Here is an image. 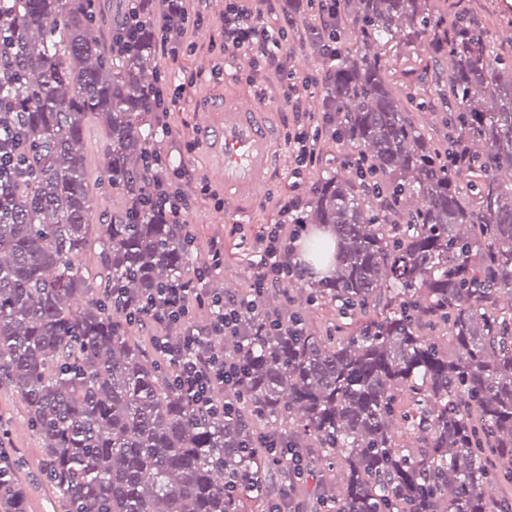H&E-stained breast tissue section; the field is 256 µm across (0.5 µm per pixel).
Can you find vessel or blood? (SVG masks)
Here are the masks:
<instances>
[{
  "label": "vessel or blood",
  "instance_id": "obj_1",
  "mask_svg": "<svg viewBox=\"0 0 512 512\" xmlns=\"http://www.w3.org/2000/svg\"><path fill=\"white\" fill-rule=\"evenodd\" d=\"M198 139L211 176L224 187L226 214L244 222L277 169L271 108L253 97L217 92L200 108Z\"/></svg>",
  "mask_w": 512,
  "mask_h": 512
}]
</instances>
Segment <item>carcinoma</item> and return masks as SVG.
<instances>
[{"label":"carcinoma","instance_id":"cac0c4a2","mask_svg":"<svg viewBox=\"0 0 512 512\" xmlns=\"http://www.w3.org/2000/svg\"><path fill=\"white\" fill-rule=\"evenodd\" d=\"M312 0H284L288 23ZM336 32L353 47L329 60L321 111L363 167L323 176L296 224L330 275L245 289L237 331L204 348L243 361L241 385L204 414L172 383L173 366L112 308L120 288L140 309L201 263L184 225L147 205L153 179L150 84L156 0H139L135 46L107 56L82 0H0V387L23 403L43 441V480L64 512H270L268 481L301 502L306 477L335 470L321 512H512V54L467 11L428 0H340ZM429 38L448 61V146L411 113L426 109L388 79L387 50ZM91 118L106 123L100 180L126 207L89 223L93 200L76 148ZM96 244L104 287L75 262ZM339 320L322 334L309 309ZM441 326L445 338L426 334ZM315 454L303 474L268 442ZM0 512H26L18 476L0 480Z\"/></svg>","mask_w":512,"mask_h":512}]
</instances>
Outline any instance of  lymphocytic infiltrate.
<instances>
[{"label":"lymphocytic infiltrate","instance_id":"obj_1","mask_svg":"<svg viewBox=\"0 0 512 512\" xmlns=\"http://www.w3.org/2000/svg\"><path fill=\"white\" fill-rule=\"evenodd\" d=\"M266 0H257L256 5L246 6L241 0H227L224 18L220 25V47L225 54L232 55L245 50L254 52L264 69L276 77H283V53L281 44L272 30L263 22L262 4ZM158 14L161 37L159 46L167 54L171 64H178L180 51L191 28L200 25L202 14L186 0H158ZM175 88L161 85L150 91L157 110L153 114L156 133L163 136H176L180 133L165 108L167 95L184 98L191 95L197 79L193 76L179 75ZM144 166L154 175L152 205L168 212L172 223L184 221L189 200L182 188L194 186L198 194L208 196L209 186L204 176L176 167L169 168L165 159L152 153H145ZM295 248L280 236L279 224L268 225L262 237V247L254 263V285L258 288L276 286L284 276L294 273L297 264L293 260ZM224 262V240L216 236L207 245V261L193 278L161 289L150 300L153 309L151 315L154 325H163L165 321H177L185 316L190 303L203 296L201 282L213 270L219 269ZM201 336L188 332L181 336L157 334L152 341L156 351L169 359L174 365L173 382L176 388L189 397L197 406L212 408V392L218 386L237 384L244 376L245 368L237 361L224 359L223 356L204 353L199 349Z\"/></svg>","mask_w":512,"mask_h":512}]
</instances>
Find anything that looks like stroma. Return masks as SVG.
I'll list each match as a JSON object with an SVG mask.
<instances>
[{"mask_svg": "<svg viewBox=\"0 0 512 512\" xmlns=\"http://www.w3.org/2000/svg\"><path fill=\"white\" fill-rule=\"evenodd\" d=\"M469 5L489 29L496 51L512 52V39L501 36L502 31L512 30V0H462ZM204 22L193 29L191 49L185 50L181 66L186 73L198 77L196 92L190 102H177L176 111L182 112L188 122L183 136L164 139L161 152L170 156L176 163L205 174L199 150H186V141L198 138L200 107L213 90L228 86L233 91L245 93L273 106L278 114L281 131H288L293 124L294 110L312 111L326 84L321 77L329 66L317 51L306 44L304 36L288 33L284 41L285 56L283 62L292 77L294 88L291 100H284L281 84L258 66L252 65L250 56L236 58L224 57L220 50L211 46L214 29L212 24L219 20L220 14L210 0L201 6ZM432 48L428 41L417 40L401 47L392 48L388 57L393 80L397 84L415 89L419 85L417 75L429 61ZM316 76L314 84H305L306 76ZM107 147V135L102 120H91L85 127L81 151L91 183L90 194L93 198L95 215L109 216L122 210L126 199L121 191L108 184L99 183ZM279 170L263 191L261 198L246 223L238 224L226 216L223 209L214 202L215 197L223 196L221 184H212L213 199L205 204L191 205L185 216L196 238L199 250H206L210 238L222 236L224 239V264L211 273L206 281L208 287L224 290L226 278H233L236 291H243L253 275V262L262 246L261 236L265 224L277 220L275 201L287 196L292 190H299L302 197H309L319 175L335 173L344 162L346 152L341 149L328 133H321L317 142V162L295 173L293 146L281 142L279 148ZM0 425L6 426L11 434L14 452L24 461L19 474L25 483L28 498V512H60V504L48 486L33 481L35 473L43 463V443L29 428L25 410L20 399L10 390L0 388Z\"/></svg>", "mask_w": 512, "mask_h": 512, "instance_id": "obj_1", "label": "stroma"}]
</instances>
